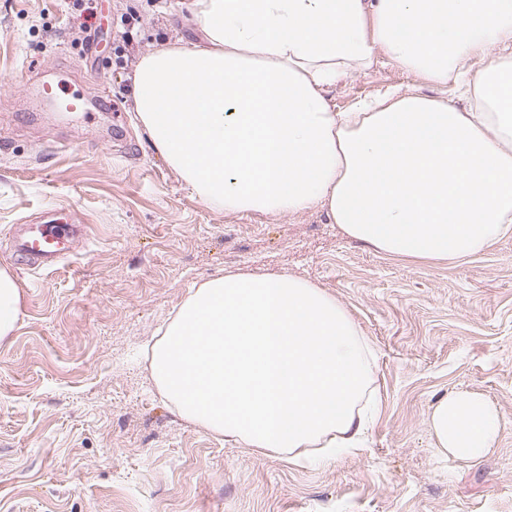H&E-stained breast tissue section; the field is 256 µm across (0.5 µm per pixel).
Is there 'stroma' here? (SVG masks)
<instances>
[{"mask_svg": "<svg viewBox=\"0 0 512 512\" xmlns=\"http://www.w3.org/2000/svg\"><path fill=\"white\" fill-rule=\"evenodd\" d=\"M80 0H0V266L22 316L0 347V512H512V237L439 264L378 255L319 210L227 214L194 195L133 112L139 57L196 42L191 0H99V56L75 44ZM79 93L58 116L42 82ZM432 88L387 56L329 92L348 111ZM63 206L85 240L45 268L12 233ZM228 270L286 273L336 296L374 353L365 448L296 465L178 416L140 354L192 288ZM469 389L499 406L497 444L438 460L428 416Z\"/></svg>", "mask_w": 512, "mask_h": 512, "instance_id": "stroma-1", "label": "stroma"}]
</instances>
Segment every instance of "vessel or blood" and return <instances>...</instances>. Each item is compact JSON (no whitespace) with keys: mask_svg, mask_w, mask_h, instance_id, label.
I'll return each mask as SVG.
<instances>
[{"mask_svg":"<svg viewBox=\"0 0 512 512\" xmlns=\"http://www.w3.org/2000/svg\"><path fill=\"white\" fill-rule=\"evenodd\" d=\"M75 226L67 211H56L41 224H29L15 235L16 252L26 258L55 262L73 255L75 251Z\"/></svg>","mask_w":512,"mask_h":512,"instance_id":"b4317fda","label":"vessel or blood"}]
</instances>
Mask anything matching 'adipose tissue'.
<instances>
[{
  "label": "adipose tissue",
  "instance_id": "obj_1",
  "mask_svg": "<svg viewBox=\"0 0 512 512\" xmlns=\"http://www.w3.org/2000/svg\"><path fill=\"white\" fill-rule=\"evenodd\" d=\"M196 45L138 60L137 118L202 201L228 213L321 210L389 258L461 261L512 235V0H192ZM464 106L417 91L334 111L329 87L378 55ZM0 267V346L21 317ZM151 377L184 420L299 460L365 447L373 352L309 281L227 272L161 328ZM436 454L474 461L503 416L460 389L429 415Z\"/></svg>",
  "mask_w": 512,
  "mask_h": 512
}]
</instances>
